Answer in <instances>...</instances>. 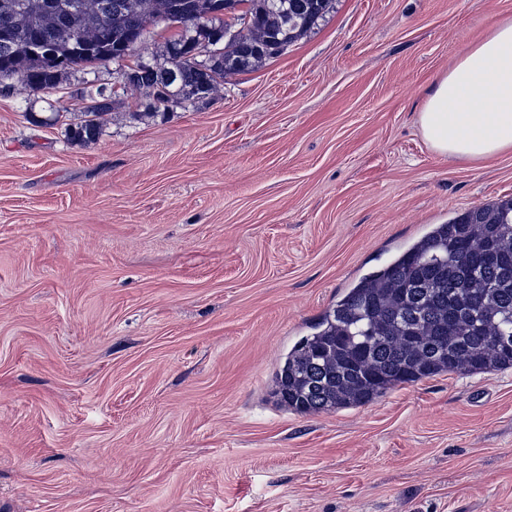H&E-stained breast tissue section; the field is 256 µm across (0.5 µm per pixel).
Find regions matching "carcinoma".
Returning a JSON list of instances; mask_svg holds the SVG:
<instances>
[{
  "mask_svg": "<svg viewBox=\"0 0 512 512\" xmlns=\"http://www.w3.org/2000/svg\"><path fill=\"white\" fill-rule=\"evenodd\" d=\"M225 0H0V74L30 88L55 87L70 69L121 60L143 26L185 19L166 43L170 66L138 65L125 85L150 91L146 111L204 101L231 75L271 57L314 28L333 0H231L247 27L206 63L190 52L224 27ZM83 119L69 125L80 144L102 135L99 117L112 95L94 93ZM274 377L277 402L299 414L365 406L404 384L440 374L512 367V199L467 210L437 224L407 250L362 277L310 326Z\"/></svg>",
  "mask_w": 512,
  "mask_h": 512,
  "instance_id": "cac0c4a2",
  "label": "carcinoma"
}]
</instances>
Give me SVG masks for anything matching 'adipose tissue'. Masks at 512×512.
<instances>
[{"mask_svg": "<svg viewBox=\"0 0 512 512\" xmlns=\"http://www.w3.org/2000/svg\"><path fill=\"white\" fill-rule=\"evenodd\" d=\"M418 123L429 147L451 159L512 149V21L495 25L437 78Z\"/></svg>", "mask_w": 512, "mask_h": 512, "instance_id": "obj_1", "label": "adipose tissue"}]
</instances>
